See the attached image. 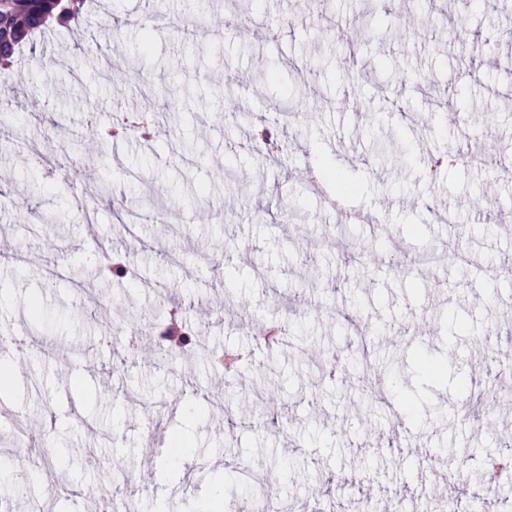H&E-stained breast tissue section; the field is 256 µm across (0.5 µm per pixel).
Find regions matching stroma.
<instances>
[{
    "label": "stroma",
    "mask_w": 512,
    "mask_h": 512,
    "mask_svg": "<svg viewBox=\"0 0 512 512\" xmlns=\"http://www.w3.org/2000/svg\"><path fill=\"white\" fill-rule=\"evenodd\" d=\"M148 8L91 0L81 37L47 33L0 84V180L24 199L0 206V332L32 351L0 355L14 372L0 394V497L24 512L113 499L206 512L223 488L286 512H419L449 498L470 512L490 463H512V366L496 361L512 350V0H164V30L143 22ZM229 10L253 18L249 37L225 30ZM186 21L206 38H188ZM148 98L162 136L87 143V113L108 123ZM288 109L302 119L283 130L277 168L250 127H277ZM448 151L493 167L432 169ZM322 163L353 191H312ZM161 210L170 223L117 236L133 213ZM440 210L456 230L433 221ZM450 239L470 262L449 260ZM170 246L180 263L164 259ZM406 254L437 267L397 266ZM162 288L205 350L154 360L128 347L143 314L162 331ZM33 301L48 328L30 320ZM281 301L295 308L287 347L227 379L212 355L248 348L240 318L277 319ZM353 313L375 325L367 345ZM427 356L443 381L422 370ZM492 363L489 417L464 430L462 382ZM268 388L284 431L254 405ZM406 397L416 445L384 451ZM176 434L186 446L170 457ZM346 471L360 482L342 483Z\"/></svg>",
    "instance_id": "35a3bbf8"
}]
</instances>
